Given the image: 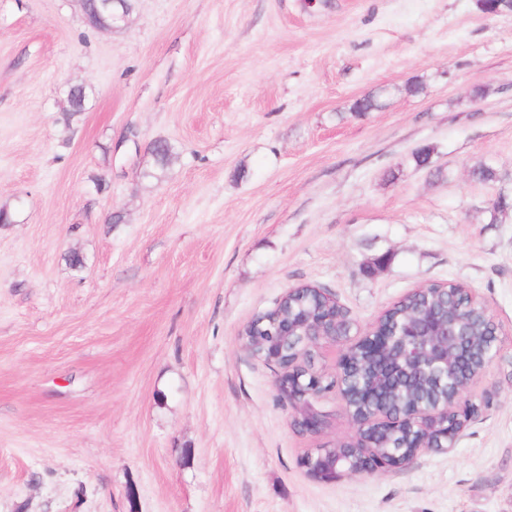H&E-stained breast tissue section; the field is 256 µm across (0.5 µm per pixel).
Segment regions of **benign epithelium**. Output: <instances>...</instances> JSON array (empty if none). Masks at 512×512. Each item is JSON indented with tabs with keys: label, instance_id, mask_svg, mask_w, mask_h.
<instances>
[{
	"label": "benign epithelium",
	"instance_id": "1",
	"mask_svg": "<svg viewBox=\"0 0 512 512\" xmlns=\"http://www.w3.org/2000/svg\"><path fill=\"white\" fill-rule=\"evenodd\" d=\"M304 343L315 347L321 342H332L342 347L338 361L339 372H344L349 351L359 349L372 360H381L392 348L397 347L400 357L410 361L425 360L438 383L454 389L451 401L419 404L407 413L391 415L374 412L355 422L357 435L349 448H318L307 455L303 466L308 475L323 483H336L354 475L350 468L351 457L361 460L362 472L374 474L386 468L401 465L412 458L408 453L393 454L383 458L375 454L373 431L384 428L402 435L401 447L413 448L420 452L429 447L435 439L439 449L445 451L454 447L460 433L473 417L481 411L482 405L464 394L501 353L499 328H494L487 353L481 368L465 373L463 382H457V372L467 358L464 321H448V314L435 311L425 318H413L399 326L390 328L383 318L364 330L348 328L343 334L324 335L304 322ZM260 360L279 369L275 389L281 400L287 401L299 415L301 430L317 433L324 425V415L318 410H308L305 405L320 400L325 394L323 375L316 369L299 367L287 361L284 346L266 351ZM353 387L367 403L377 398L369 380L361 376L353 379Z\"/></svg>",
	"mask_w": 512,
	"mask_h": 512
}]
</instances>
